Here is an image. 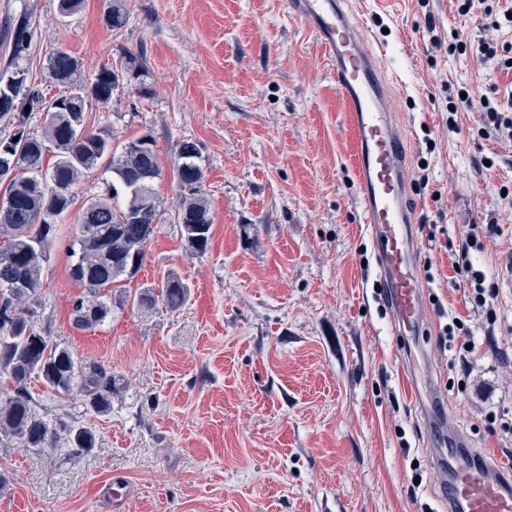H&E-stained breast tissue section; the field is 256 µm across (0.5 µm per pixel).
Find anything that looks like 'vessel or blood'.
Returning a JSON list of instances; mask_svg holds the SVG:
<instances>
[{"mask_svg": "<svg viewBox=\"0 0 512 512\" xmlns=\"http://www.w3.org/2000/svg\"><path fill=\"white\" fill-rule=\"evenodd\" d=\"M350 0H286L291 15L316 36L332 66L357 145V192L394 316L392 333L425 330L415 212L409 206L410 155L385 74L384 48L359 24ZM434 476L448 489V512H512V473L491 476L485 460L466 466L439 457Z\"/></svg>", "mask_w": 512, "mask_h": 512, "instance_id": "obj_1", "label": "vessel or blood"}]
</instances>
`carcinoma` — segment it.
<instances>
[{"instance_id": "1", "label": "carcinoma", "mask_w": 512, "mask_h": 512, "mask_svg": "<svg viewBox=\"0 0 512 512\" xmlns=\"http://www.w3.org/2000/svg\"><path fill=\"white\" fill-rule=\"evenodd\" d=\"M105 23L119 29L127 22L122 0H110L103 14ZM10 64L22 59L32 41L30 16L9 22ZM47 69L51 85L60 92L46 98L38 90L17 93L18 111L8 124L27 126L25 107L40 106L41 129L10 147L18 155L21 173L18 182L4 186L0 193V374L12 383L11 396L0 406V443L19 440L30 448H43L58 431L67 432L65 444L74 453L96 447L94 431L87 426L51 423L32 409V381L40 382L49 394H68L77 389L85 404L107 412L112 403V373L99 366L77 371L69 351L53 343L50 327L40 325L38 309L44 277L51 260L58 225L77 203L74 186L88 171L102 166L112 173L105 192L90 198L78 209L77 224L70 245V277L84 290L73 301L72 321L80 329L104 323L112 314V304L129 303L140 311L157 305L177 310L188 296V286L176 275L167 276L161 288H142L134 293L118 286L132 279L140 269L161 216L154 185L144 180L162 176L155 140L148 132L121 145L100 132L87 130V109L105 107L114 95L131 87L141 97L152 94L148 86L147 50L139 46L126 53V65L119 70L100 65L85 78L79 61L63 47L49 57ZM65 97L67 105L52 102ZM54 149L55 160L46 164V152ZM201 149L192 140L176 144L173 178L181 203L175 223L181 237L196 254L207 252L213 224L209 201L201 191L204 173Z\"/></svg>"}]
</instances>
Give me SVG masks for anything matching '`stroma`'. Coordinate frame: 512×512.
<instances>
[{
  "instance_id": "35a3bbf8",
  "label": "stroma",
  "mask_w": 512,
  "mask_h": 512,
  "mask_svg": "<svg viewBox=\"0 0 512 512\" xmlns=\"http://www.w3.org/2000/svg\"><path fill=\"white\" fill-rule=\"evenodd\" d=\"M105 0L70 17L58 0H0V23L30 13L22 64L50 87L47 57L65 46L91 75L146 45L150 97L121 94L87 111V128L114 143L151 133L163 175L162 216L128 289L181 278L176 311L113 307L104 324L77 328L68 247L60 224L41 314L76 366L114 377L112 406L93 411L80 393H31L37 415L92 428L98 445L0 447V512H448L433 477L435 409L404 384L406 368L432 381L466 444L490 474L511 446L493 414L512 422V144L478 136V97L512 92V72L475 50L483 12L452 0H358L359 19L387 46L398 79L399 121L412 147L411 200L436 237L417 229L431 262L428 324L410 359L377 295L379 270L356 197L355 141L331 67L284 0H124L126 25L103 21ZM457 44L433 48L432 37ZM472 90L449 127L446 99ZM201 148L213 226L195 255L175 222L174 148ZM426 171H419V164ZM426 182H419V174ZM496 222L474 264L498 288L487 321L456 287L449 255L469 225ZM460 317L477 346L472 373L440 348L438 310Z\"/></svg>"
}]
</instances>
